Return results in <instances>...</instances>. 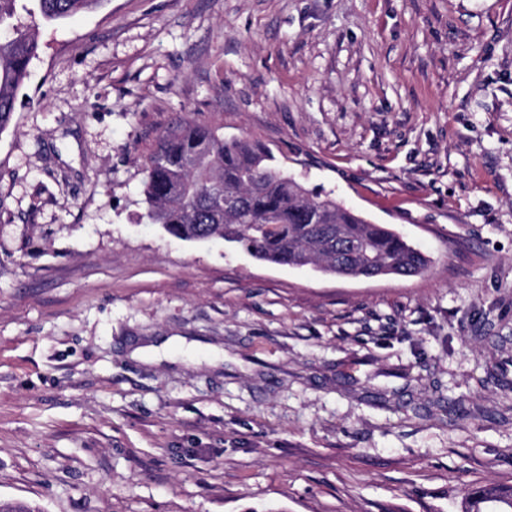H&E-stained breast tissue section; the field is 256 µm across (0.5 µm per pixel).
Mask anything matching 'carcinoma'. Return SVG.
I'll return each instance as SVG.
<instances>
[{"instance_id":"obj_1","label":"carcinoma","mask_w":512,"mask_h":512,"mask_svg":"<svg viewBox=\"0 0 512 512\" xmlns=\"http://www.w3.org/2000/svg\"><path fill=\"white\" fill-rule=\"evenodd\" d=\"M30 23L18 20L23 0H0V133L15 112L16 92L38 44L36 18H64L98 0H35ZM146 217L182 241L222 239L250 257L324 275L347 271L370 279L378 271L413 277L430 258L387 224H375L330 193L314 192L284 169L268 146L224 140L215 128L185 121L170 128L147 162ZM494 501L512 508V489L481 487L465 512Z\"/></svg>"}]
</instances>
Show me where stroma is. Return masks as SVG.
<instances>
[{
	"label": "stroma",
	"instance_id": "obj_1",
	"mask_svg": "<svg viewBox=\"0 0 512 512\" xmlns=\"http://www.w3.org/2000/svg\"><path fill=\"white\" fill-rule=\"evenodd\" d=\"M37 39L0 133V501L464 512L512 488V0H100ZM184 120L429 269L338 278L148 223ZM491 502L503 503L512 508V489L504 490L493 485L481 487L469 496L465 512H484L483 505Z\"/></svg>",
	"mask_w": 512,
	"mask_h": 512
}]
</instances>
